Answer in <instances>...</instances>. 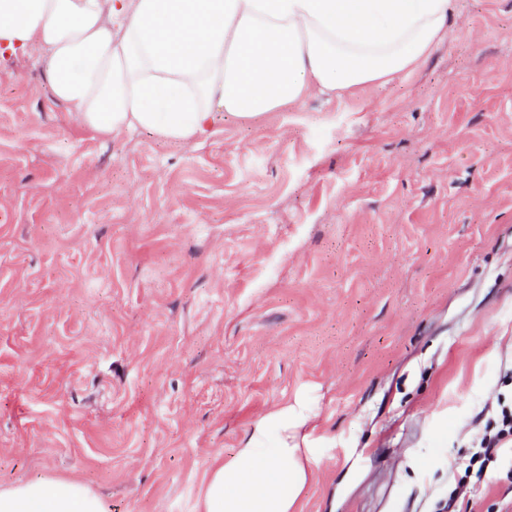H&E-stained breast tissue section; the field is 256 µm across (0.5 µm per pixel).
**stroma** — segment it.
Here are the masks:
<instances>
[{"mask_svg":"<svg viewBox=\"0 0 512 512\" xmlns=\"http://www.w3.org/2000/svg\"><path fill=\"white\" fill-rule=\"evenodd\" d=\"M197 142L101 136L0 53V486L197 512L270 411L316 430L296 512H512V0L412 70ZM500 410L498 416V430L494 435L487 436V432L481 437L477 438L478 450L473 454L470 459V464L466 468V475L470 473L471 466L479 463L475 472V477L480 479L483 475L484 468L488 462H492L494 454L500 449L496 447L502 441L508 439L512 442V404H505L503 401L499 403Z\"/></svg>","mask_w":512,"mask_h":512,"instance_id":"1","label":"stroma"}]
</instances>
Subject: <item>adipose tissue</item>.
<instances>
[{"mask_svg": "<svg viewBox=\"0 0 512 512\" xmlns=\"http://www.w3.org/2000/svg\"><path fill=\"white\" fill-rule=\"evenodd\" d=\"M455 0H0V47L41 50L56 98L93 131L200 141L217 113L250 120L409 71ZM304 403L260 418L213 468L202 512H293L307 482ZM0 512H108L77 479L0 488Z\"/></svg>", "mask_w": 512, "mask_h": 512, "instance_id": "ef3b65f1", "label": "adipose tissue"}]
</instances>
